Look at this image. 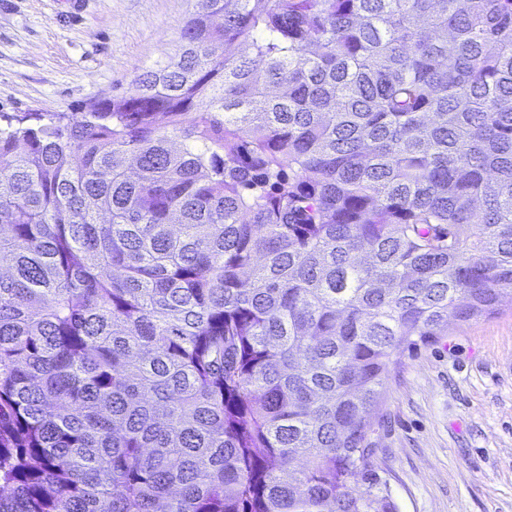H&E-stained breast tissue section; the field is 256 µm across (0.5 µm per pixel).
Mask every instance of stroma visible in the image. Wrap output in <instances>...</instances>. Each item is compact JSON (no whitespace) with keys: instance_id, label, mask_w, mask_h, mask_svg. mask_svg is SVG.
<instances>
[{"instance_id":"stroma-1","label":"stroma","mask_w":512,"mask_h":512,"mask_svg":"<svg viewBox=\"0 0 512 512\" xmlns=\"http://www.w3.org/2000/svg\"><path fill=\"white\" fill-rule=\"evenodd\" d=\"M0 0V113L81 112L174 58L196 0ZM370 440L400 512H512V300L403 349Z\"/></svg>"}]
</instances>
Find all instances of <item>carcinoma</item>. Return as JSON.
<instances>
[{
  "label": "carcinoma",
  "instance_id": "obj_1",
  "mask_svg": "<svg viewBox=\"0 0 512 512\" xmlns=\"http://www.w3.org/2000/svg\"><path fill=\"white\" fill-rule=\"evenodd\" d=\"M3 120L0 512H399L398 351L512 298V0H197Z\"/></svg>",
  "mask_w": 512,
  "mask_h": 512
}]
</instances>
